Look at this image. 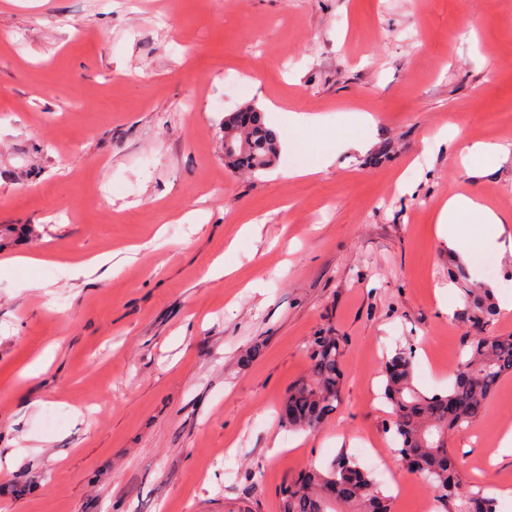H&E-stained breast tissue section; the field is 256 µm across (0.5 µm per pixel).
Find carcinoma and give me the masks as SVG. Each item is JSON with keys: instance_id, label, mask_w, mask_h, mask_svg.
Returning a JSON list of instances; mask_svg holds the SVG:
<instances>
[{"instance_id": "obj_1", "label": "carcinoma", "mask_w": 512, "mask_h": 512, "mask_svg": "<svg viewBox=\"0 0 512 512\" xmlns=\"http://www.w3.org/2000/svg\"><path fill=\"white\" fill-rule=\"evenodd\" d=\"M249 127L234 114L224 118V136L249 145L244 160L253 173L275 163L279 136L259 112ZM462 321L466 326L468 353L453 372L445 392H423L410 376L412 351L398 349L385 362L382 396L392 408L385 423L391 434L393 459L410 472L421 474L436 500L453 505V512H497L495 500L481 491L462 490L455 462L443 437L470 427L486 411L501 380L512 375V336L487 331L496 312L486 288L463 289ZM343 338L321 330L307 346L311 368L308 376L288 387L282 421L292 428L313 431L336 410L344 371ZM282 512H392V496L361 466L341 451L325 470L308 469L279 489Z\"/></svg>"}]
</instances>
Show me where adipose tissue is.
Returning a JSON list of instances; mask_svg holds the SVG:
<instances>
[{"instance_id":"adipose-tissue-1","label":"adipose tissue","mask_w":512,"mask_h":512,"mask_svg":"<svg viewBox=\"0 0 512 512\" xmlns=\"http://www.w3.org/2000/svg\"><path fill=\"white\" fill-rule=\"evenodd\" d=\"M512 216L485 203L480 194H456L449 197L438 212L439 236L444 245L465 262H473L475 255L464 228L473 224H508Z\"/></svg>"}]
</instances>
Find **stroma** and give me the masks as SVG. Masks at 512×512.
Wrapping results in <instances>:
<instances>
[{"label":"stroma","mask_w":512,"mask_h":512,"mask_svg":"<svg viewBox=\"0 0 512 512\" xmlns=\"http://www.w3.org/2000/svg\"><path fill=\"white\" fill-rule=\"evenodd\" d=\"M268 100L276 164L232 169L225 116ZM450 124L512 141V0H0V225L19 227L0 262L35 260L0 273V512H280L283 483L367 439L375 478L404 479L393 512L433 499L390 455L384 357L413 345L416 386L447 389L466 329L438 204L469 190L512 213V161L472 176L433 144ZM324 146L332 164L289 178ZM501 231L480 225L467 270L499 300ZM321 329L345 338L340 400L291 431L278 412ZM507 423L512 376L448 438L463 489L512 488Z\"/></svg>","instance_id":"35a3bbf8"}]
</instances>
